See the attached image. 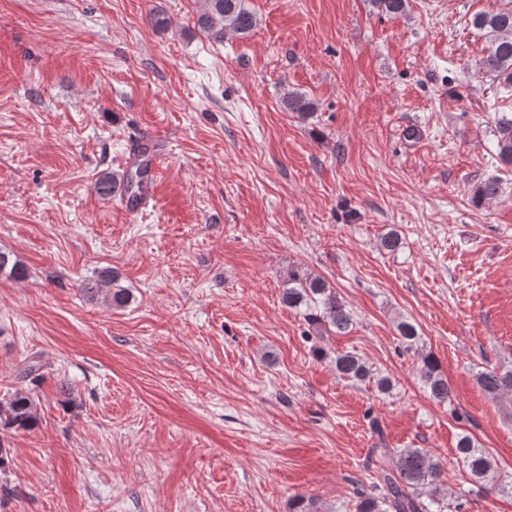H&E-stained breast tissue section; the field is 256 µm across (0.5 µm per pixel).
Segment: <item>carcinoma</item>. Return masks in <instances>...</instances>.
I'll return each mask as SVG.
<instances>
[{"mask_svg":"<svg viewBox=\"0 0 512 512\" xmlns=\"http://www.w3.org/2000/svg\"><path fill=\"white\" fill-rule=\"evenodd\" d=\"M373 7L390 17L406 15L409 0H371ZM258 24L257 16L248 9L245 0H204V7L197 16L196 26L211 38L222 41L224 33L241 35L250 33ZM471 24L483 30L490 38L488 55L483 59L484 67L497 78L512 84V7L473 15ZM288 111L302 118L312 114L313 102L302 93H290L286 102ZM497 157L500 162L512 166V117L502 115L496 121ZM147 173L144 167L124 172L106 173L97 183L100 195L109 197L117 191L135 193L142 185ZM500 185L489 179L476 190L480 202L493 200L499 195ZM9 271L15 278L26 276V268L12 254L0 251V272ZM82 290L91 298L100 299L114 308L125 306L130 298L128 289L119 284V275L110 268L95 272V276L83 283ZM283 302L290 308L303 310L310 324H322L338 332L347 330L353 323L351 313L338 300L334 288L320 277H289L283 289ZM396 329L406 347L419 339L416 326L400 320ZM339 377L352 382H375L381 392L390 388V380L374 375V370L352 352L336 353L333 359ZM419 379L429 396L439 402L448 401V381L439 370L437 361L424 356L419 366ZM481 390L498 397L504 390L512 388V371L498 372L485 368L475 375ZM37 425V404L29 391L17 390L0 399V427L14 430H30ZM373 452L390 458L393 466L381 468L379 472V495L360 496L356 512H430L422 500L423 490L436 485L440 475V464L425 448H375ZM456 458L470 472L475 481L490 483L502 495L512 496V482L498 478V470L489 455L476 445L468 435L459 438Z\"/></svg>","mask_w":512,"mask_h":512,"instance_id":"carcinoma-1","label":"carcinoma"}]
</instances>
